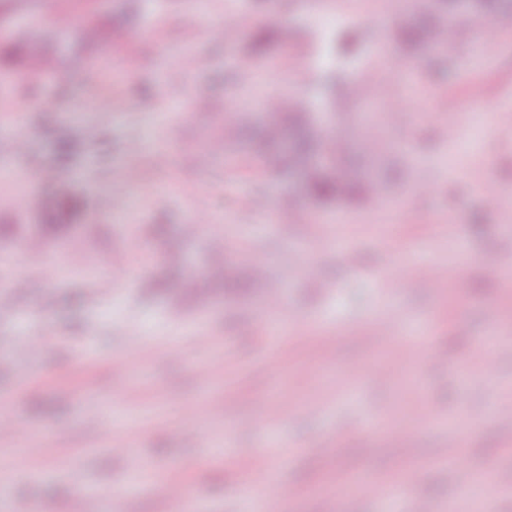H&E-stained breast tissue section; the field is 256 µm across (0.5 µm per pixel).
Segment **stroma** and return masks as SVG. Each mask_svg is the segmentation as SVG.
Segmentation results:
<instances>
[{"instance_id":"1","label":"stroma","mask_w":512,"mask_h":512,"mask_svg":"<svg viewBox=\"0 0 512 512\" xmlns=\"http://www.w3.org/2000/svg\"><path fill=\"white\" fill-rule=\"evenodd\" d=\"M194 0H8L0 7V44L18 41L26 55L48 60L42 75L27 67L6 70L0 83V123L28 139L18 161L22 182L0 179V224L14 234L0 239V468L14 467L22 448L46 442L51 456L41 473L23 480L12 503L40 512H74L85 490L121 484L126 455L110 448L113 432L126 433L154 476L170 470L192 486L199 512H239L236 486L251 455L273 444L295 454L266 465L281 491L270 512H348L346 474L367 472L379 482L409 478L415 494L447 508L457 489L453 474L436 465L448 448V424L461 422V450L475 472H488L494 512H512V419L493 403L512 394V263L498 265L503 239L512 237V207L487 206L485 185L512 187V29H493L495 12L482 4L455 8L466 23L456 31L450 57L408 46L406 26L428 17L403 10L402 0H247L249 22L233 37L203 41L187 14ZM77 16L58 34L55 17ZM376 13L362 25L353 13ZM272 32L255 65V84L234 83V64L257 29ZM187 46L198 66L182 76L181 97L169 77V48ZM310 55L314 80L303 94L316 127L340 130L346 140L365 136L361 107L399 102L389 113L387 143L413 146L408 167L385 154L378 170L386 206L374 209L337 198L323 203L298 195V223L273 221L268 211L295 193L294 174L266 165L245 169L246 156L229 140L223 156L204 144L223 135L230 116L252 112L245 130L261 128L258 97L293 90L287 61ZM409 61L404 74L387 59ZM372 66L357 98L336 99L330 74ZM127 111L101 121L112 92ZM482 114L474 123L473 114ZM460 136L446 141L448 125ZM97 126L95 137L85 135ZM478 151H471L470 140ZM140 171L129 212L102 201L126 190L122 171ZM427 181L430 190L414 193ZM28 204L17 209V196ZM78 197L80 212L65 203ZM210 222L196 235L182 232L192 215ZM64 231L45 237L40 256L22 261L20 240L41 225ZM96 254L107 275L81 270L78 257ZM224 257V278L209 274ZM253 256L266 276L248 294L228 295L224 279ZM316 265L306 274V262ZM448 266L446 282L402 278L404 264ZM281 290L298 332L277 346L265 339L271 319L266 293ZM432 323L431 348L422 361L400 359L394 343L362 333L374 322ZM36 339V350L23 346ZM492 354V366L477 362ZM208 364L210 376L197 369ZM356 366L347 375L345 366ZM288 398L278 428L266 422L275 394ZM438 409L430 428L400 435L407 402ZM321 413H312L313 405ZM193 409L184 418L182 408ZM371 409L386 413L392 429L373 436L341 433V426ZM27 427L18 436L15 425ZM235 429L225 443V428Z\"/></svg>"}]
</instances>
